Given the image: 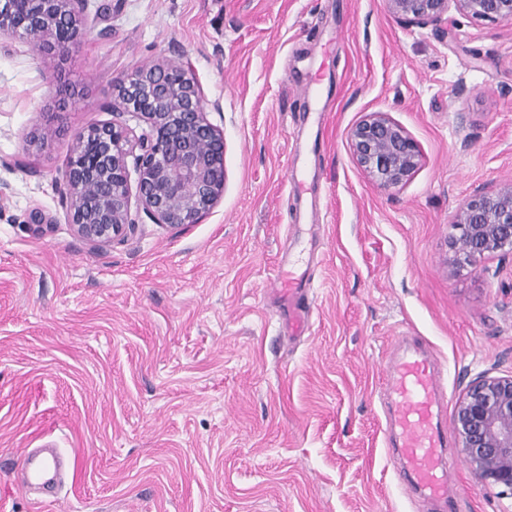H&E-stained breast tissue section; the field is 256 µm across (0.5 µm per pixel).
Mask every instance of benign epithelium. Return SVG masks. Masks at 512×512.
Here are the masks:
<instances>
[{
	"mask_svg": "<svg viewBox=\"0 0 512 512\" xmlns=\"http://www.w3.org/2000/svg\"><path fill=\"white\" fill-rule=\"evenodd\" d=\"M86 0H0V37L25 38L38 53L66 51L81 34ZM397 20L448 22V12L512 23V0H386ZM123 115L146 128L130 139L127 124L79 135L63 173L69 223L93 244H109L144 213L157 224H196L224 193V135L206 117L191 71L155 63L120 88ZM357 163L378 186L402 184L421 161L417 142L386 112H369L349 133ZM136 177V193L130 179ZM452 242L463 260L512 253V182L480 187L459 207ZM454 426L475 478L512 497V374L482 372L459 401Z\"/></svg>",
	"mask_w": 512,
	"mask_h": 512,
	"instance_id": "obj_1",
	"label": "benign epithelium"
}]
</instances>
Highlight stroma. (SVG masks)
Returning <instances> with one entry per match:
<instances>
[{
  "instance_id": "obj_1",
  "label": "stroma",
  "mask_w": 512,
  "mask_h": 512,
  "mask_svg": "<svg viewBox=\"0 0 512 512\" xmlns=\"http://www.w3.org/2000/svg\"><path fill=\"white\" fill-rule=\"evenodd\" d=\"M162 60L191 65L224 133V195L199 223L89 243L70 151ZM369 112L420 146L399 186L352 154ZM510 181L508 24L410 26L385 0H89L63 55L0 40V512H423L375 395L408 346L440 370L457 512H512L452 430L472 379L512 373V255L458 262L451 225ZM283 267L312 304L297 341ZM43 446L79 465L40 504L17 464Z\"/></svg>"
}]
</instances>
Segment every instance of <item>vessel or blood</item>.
<instances>
[{"instance_id": "b4317fda", "label": "vessel or blood", "mask_w": 512, "mask_h": 512, "mask_svg": "<svg viewBox=\"0 0 512 512\" xmlns=\"http://www.w3.org/2000/svg\"><path fill=\"white\" fill-rule=\"evenodd\" d=\"M279 292L290 313V327L304 334L310 303L293 278L282 279ZM379 400L388 411L394 451L409 477L412 491L429 512H450L448 497V433L441 427V396L434 361L421 349L402 352L388 367ZM75 459L55 448H27L18 478L29 492L53 497L60 477L75 473Z\"/></svg>"}]
</instances>
